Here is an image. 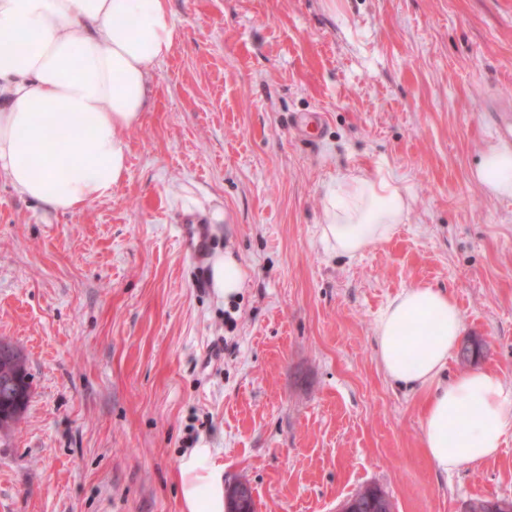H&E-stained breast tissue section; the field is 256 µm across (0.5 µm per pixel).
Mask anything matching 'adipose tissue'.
<instances>
[{
    "label": "adipose tissue",
    "instance_id": "1",
    "mask_svg": "<svg viewBox=\"0 0 512 512\" xmlns=\"http://www.w3.org/2000/svg\"><path fill=\"white\" fill-rule=\"evenodd\" d=\"M174 38L167 0H0V179L55 211L110 196L128 170L124 133L142 121L152 73ZM475 177L512 196V149L488 148ZM408 213L391 176L350 169L324 191L321 238L351 259L390 239ZM211 277L225 299L245 272L218 253ZM461 335L457 305L430 286L400 291L375 326L387 377L426 396L422 447L445 474L494 458L512 428V394L495 372L447 376ZM180 496L183 512H225L211 448L183 457Z\"/></svg>",
    "mask_w": 512,
    "mask_h": 512
}]
</instances>
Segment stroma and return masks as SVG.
<instances>
[{
	"mask_svg": "<svg viewBox=\"0 0 512 512\" xmlns=\"http://www.w3.org/2000/svg\"><path fill=\"white\" fill-rule=\"evenodd\" d=\"M168 4L177 36L111 196L57 212L0 181V337L33 381L0 438V512H181L201 445L256 512H336L367 485L395 512L512 499V430L437 472L423 395L385 375L374 336L402 289H442L512 391V198L474 175L512 98V0ZM349 168L411 199L351 260L321 239L324 187ZM190 214L246 272L230 301L196 279Z\"/></svg>",
	"mask_w": 512,
	"mask_h": 512,
	"instance_id": "obj_1",
	"label": "stroma"
}]
</instances>
